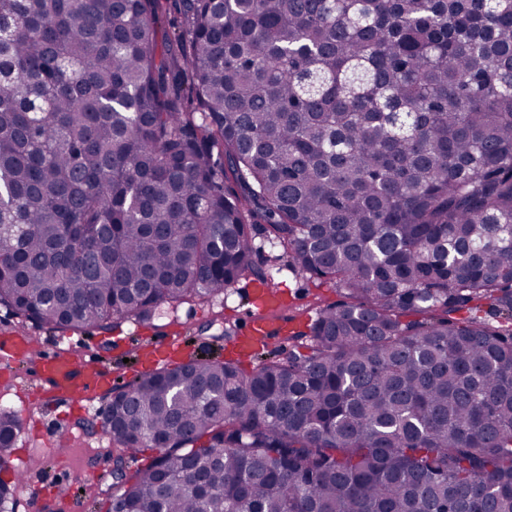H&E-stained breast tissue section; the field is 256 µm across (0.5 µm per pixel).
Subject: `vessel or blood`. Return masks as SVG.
Returning a JSON list of instances; mask_svg holds the SVG:
<instances>
[{
    "mask_svg": "<svg viewBox=\"0 0 512 512\" xmlns=\"http://www.w3.org/2000/svg\"><path fill=\"white\" fill-rule=\"evenodd\" d=\"M252 303L255 310L249 319L247 331L232 343L233 349L244 355L259 351L285 336L284 321L276 315L277 310L282 307L277 292L266 286L256 285L252 293ZM178 348L179 339L175 336L152 341L142 349V362L152 368L166 365L173 360ZM29 349L27 337L17 334L0 338L2 361H15L24 357ZM35 373L55 394L66 397L77 391L89 397L111 389L113 384L112 373L105 367L91 360L75 359L59 350L40 356Z\"/></svg>",
    "mask_w": 512,
    "mask_h": 512,
    "instance_id": "b4317fda",
    "label": "vessel or blood"
}]
</instances>
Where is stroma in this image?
Instances as JSON below:
<instances>
[{"label":"stroma","mask_w":512,"mask_h":512,"mask_svg":"<svg viewBox=\"0 0 512 512\" xmlns=\"http://www.w3.org/2000/svg\"><path fill=\"white\" fill-rule=\"evenodd\" d=\"M254 260L261 268L278 267L274 281L286 302L282 314L288 319V330H304L313 308L337 299L333 283L310 278L287 262H273L269 251L256 253ZM254 286L249 276L226 297L161 309L147 324L121 321L111 329L86 333L38 327L0 305V335L19 330L35 338L42 349L56 347L90 355L109 368L122 386L144 370L137 345L141 339L150 341L177 332L186 340L187 355L221 361L235 358L224 331L242 327L252 308ZM48 397V387L35 375L30 358L0 368V408L15 412L23 423L13 460L27 476L15 493V512H106L105 501L95 500L94 495L101 483L110 482L112 474V444L99 427L107 393L84 402L73 399L55 404ZM61 434L68 443L60 450L56 439Z\"/></svg>","instance_id":"1"}]
</instances>
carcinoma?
Returning <instances> with one entry per match:
<instances>
[{"label": "carcinoma", "instance_id": "carcinoma-1", "mask_svg": "<svg viewBox=\"0 0 512 512\" xmlns=\"http://www.w3.org/2000/svg\"><path fill=\"white\" fill-rule=\"evenodd\" d=\"M258 234L341 299L112 392L107 512H512V0H0L1 305L148 323Z\"/></svg>", "mask_w": 512, "mask_h": 512}]
</instances>
